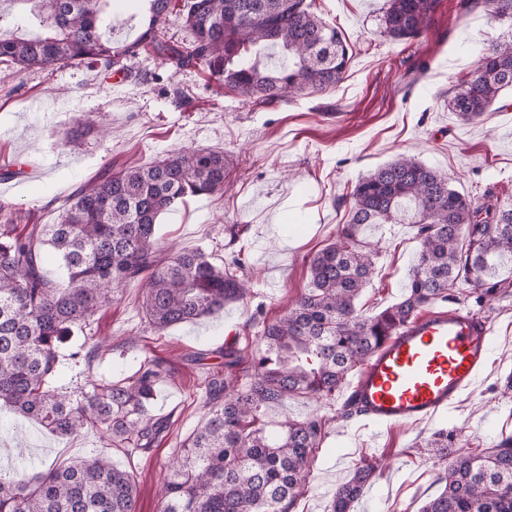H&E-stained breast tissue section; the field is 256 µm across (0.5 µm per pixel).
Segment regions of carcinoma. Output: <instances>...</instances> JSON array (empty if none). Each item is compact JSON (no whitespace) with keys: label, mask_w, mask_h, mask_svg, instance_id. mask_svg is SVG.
<instances>
[{"label":"carcinoma","mask_w":512,"mask_h":512,"mask_svg":"<svg viewBox=\"0 0 512 512\" xmlns=\"http://www.w3.org/2000/svg\"><path fill=\"white\" fill-rule=\"evenodd\" d=\"M8 2L33 5L45 29L0 34V62L20 71L83 61L112 74L150 48L179 67H203L251 102L271 105L335 87L349 62L341 34L306 0H181L178 16L193 39L178 47L159 36L172 0H148L140 33L123 42L103 27L110 0ZM479 6L512 21V0H463L468 11ZM436 7L437 0H388L384 34L394 42L418 37ZM510 86L512 35L485 50L476 71L460 80L452 111L475 120ZM227 177L224 152L186 149L80 186L51 224L20 226L24 217L0 206V408L34 418L54 435L89 427L134 450L154 447L171 427L150 413L156 386L167 376L162 365L146 360L122 382L89 379L60 392L51 386L58 351L73 329L88 326L132 283L143 290L145 323L156 331L215 314L249 294L241 259L219 266L199 249L166 255L156 236L161 214L189 197L224 190ZM352 198L349 222L309 260V288L283 317L264 324L249 365L226 350L224 373L207 376V412L166 465L160 512H291L309 483L327 421L313 415L269 430L262 409L297 395L333 399L404 325L459 291L479 304L512 291V207L478 205L405 154L360 177ZM406 223L416 225L419 249L405 293L366 316L357 301L383 246L362 230ZM49 247L63 269L58 280L43 272ZM427 447L448 454V430L435 432ZM381 467L376 458L357 467L327 512H352ZM441 482L443 490L420 512H512V437L479 453H456ZM0 512H137L136 481L105 455L68 465L46 461L30 480L0 473Z\"/></svg>","instance_id":"carcinoma-1"}]
</instances>
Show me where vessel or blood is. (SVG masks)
Returning a JSON list of instances; mask_svg holds the SVG:
<instances>
[{
  "label": "vessel or blood",
  "instance_id": "vessel-or-blood-1",
  "mask_svg": "<svg viewBox=\"0 0 512 512\" xmlns=\"http://www.w3.org/2000/svg\"><path fill=\"white\" fill-rule=\"evenodd\" d=\"M491 342L486 320L430 310L365 363L353 386L356 402L380 427L432 421L473 387Z\"/></svg>",
  "mask_w": 512,
  "mask_h": 512
}]
</instances>
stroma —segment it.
I'll list each match as a JSON object with an SVG mask.
<instances>
[{"label":"stroma","mask_w":512,"mask_h":512,"mask_svg":"<svg viewBox=\"0 0 512 512\" xmlns=\"http://www.w3.org/2000/svg\"><path fill=\"white\" fill-rule=\"evenodd\" d=\"M336 26L352 51L344 80L321 93L259 106L243 100L198 67L179 68L144 52L121 80L98 76L86 63L20 71L0 63V168L12 192L0 204L53 222L63 199L105 170L150 162L187 148L223 151L230 180L224 192L189 198L163 214L162 245L201 249L217 264L241 257L253 288L224 310L163 332L145 327L138 285L128 286L90 321L92 335L109 347L72 359L84 346L75 333L59 349L52 385L73 391L86 377L116 383L154 360L168 376L151 405L171 422L167 436L146 453L127 456L108 437L85 428L57 437L36 422L0 410V470L33 475L42 460L70 463L97 454L133 471L138 512H159L164 465L176 444L202 420L204 380L223 370L231 348L250 360L264 324L286 314L309 282L310 257L347 223L350 192L358 178L409 152L447 176L451 187L475 203L512 207V92L494 103L483 121L465 122L449 110L459 79L473 73L483 50L512 33V25L479 8L465 14L460 0H440L426 32L407 43L383 33L387 0H309ZM138 0H111L107 33L134 39ZM89 113L111 135H77L72 119ZM245 226L232 240L231 225ZM410 224L372 226L384 252L359 301L367 313L398 301L418 250ZM460 309L478 313L492 327L485 370L434 420L377 427L366 416L330 422L315 454L308 490L292 512H326L337 486L364 461L385 458L387 467L363 491L354 512H418L443 488L438 477L447 457L426 443L447 429L450 447L491 448L512 436V295L482 306L474 298Z\"/></svg>","instance_id":"stroma-1"}]
</instances>
